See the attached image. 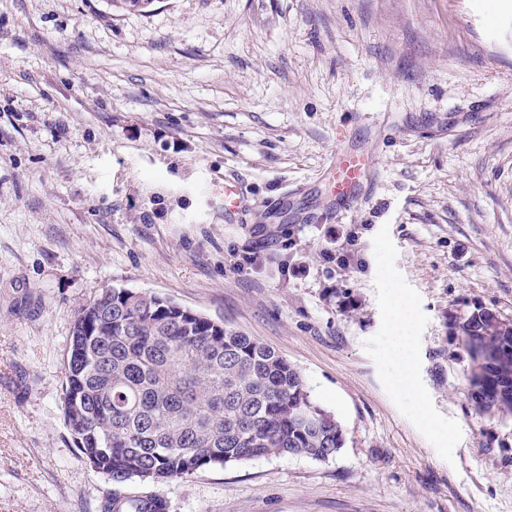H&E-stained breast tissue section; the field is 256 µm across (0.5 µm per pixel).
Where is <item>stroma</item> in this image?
I'll use <instances>...</instances> for the list:
<instances>
[{
  "instance_id": "obj_1",
  "label": "stroma",
  "mask_w": 512,
  "mask_h": 512,
  "mask_svg": "<svg viewBox=\"0 0 512 512\" xmlns=\"http://www.w3.org/2000/svg\"><path fill=\"white\" fill-rule=\"evenodd\" d=\"M340 150L372 195H331ZM112 286L273 348L344 431L157 484L167 512H512L457 330L512 320V0H0V512L112 497L61 401Z\"/></svg>"
}]
</instances>
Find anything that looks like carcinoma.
Here are the masks:
<instances>
[{"label": "carcinoma", "instance_id": "1", "mask_svg": "<svg viewBox=\"0 0 512 512\" xmlns=\"http://www.w3.org/2000/svg\"><path fill=\"white\" fill-rule=\"evenodd\" d=\"M459 330L476 409L511 414L512 322L481 308ZM62 409L74 447L117 486L268 456L326 461L344 446L339 422L281 354L167 297L128 288H105L80 308ZM103 512L167 505L154 492L116 491Z\"/></svg>", "mask_w": 512, "mask_h": 512}]
</instances>
